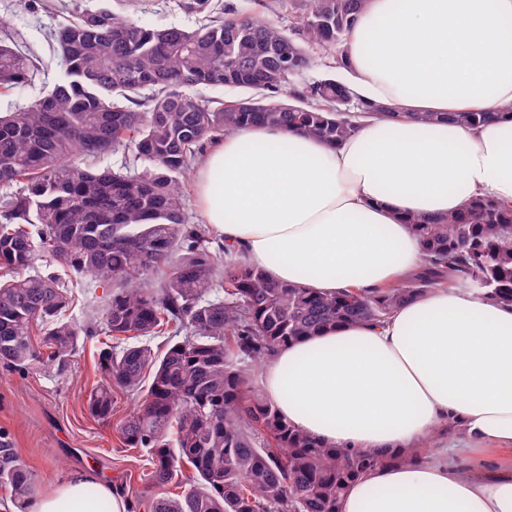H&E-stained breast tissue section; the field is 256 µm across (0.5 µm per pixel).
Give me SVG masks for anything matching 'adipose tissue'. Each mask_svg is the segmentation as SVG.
Here are the masks:
<instances>
[{"mask_svg": "<svg viewBox=\"0 0 512 512\" xmlns=\"http://www.w3.org/2000/svg\"><path fill=\"white\" fill-rule=\"evenodd\" d=\"M344 48L352 94L398 106L401 120L364 119L336 144L247 126L211 148L194 178L204 224L243 261L328 297L419 272L412 219L478 198L512 206V0H368ZM448 112L496 118L464 128ZM260 389L322 448L390 457L349 483L340 512H512V305L440 286L382 324L280 347ZM436 433L432 454L396 463ZM102 500L128 512L87 469L23 509L99 512Z\"/></svg>", "mask_w": 512, "mask_h": 512, "instance_id": "ef3b65f1", "label": "adipose tissue"}]
</instances>
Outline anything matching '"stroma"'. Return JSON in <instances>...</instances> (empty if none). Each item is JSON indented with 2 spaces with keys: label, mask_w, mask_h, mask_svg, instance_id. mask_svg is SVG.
I'll return each mask as SVG.
<instances>
[{
  "label": "stroma",
  "mask_w": 512,
  "mask_h": 512,
  "mask_svg": "<svg viewBox=\"0 0 512 512\" xmlns=\"http://www.w3.org/2000/svg\"><path fill=\"white\" fill-rule=\"evenodd\" d=\"M114 12L141 18L154 27L198 26L199 18L183 13L176 0H95ZM61 0H0V18L20 33L38 56L51 59L44 40L47 27L62 22ZM99 338L80 342L68 377L46 367L19 374L0 368V430L8 431L21 458L31 468L37 491L64 481L72 472L95 471L128 498H148L157 489L149 480L146 451L125 447L116 424L128 416L136 397L118 395L112 417L90 415L87 398L101 380Z\"/></svg>",
  "instance_id": "35a3bbf8"
}]
</instances>
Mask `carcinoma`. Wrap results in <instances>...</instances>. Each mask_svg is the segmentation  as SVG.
Here are the masks:
<instances>
[{"label": "carcinoma", "mask_w": 512, "mask_h": 512, "mask_svg": "<svg viewBox=\"0 0 512 512\" xmlns=\"http://www.w3.org/2000/svg\"><path fill=\"white\" fill-rule=\"evenodd\" d=\"M366 2L274 0L241 16L225 0H178L182 11L206 18L192 30L80 7L45 33L58 59L52 87L0 113V366L23 373L45 361L64 377L81 339L112 341L88 409L107 420L114 393L138 396L137 411L116 425L124 446L147 451L156 486H179L192 470L188 488L152 498L148 512H339L349 481L382 460L328 453L288 428L252 385L255 370L287 340L340 322L381 323L450 280L480 285L482 300L512 304V210L491 202L413 223L424 249L416 277L333 297L272 282L185 213L189 166L221 135L264 124L337 143L364 118L403 117L389 105L343 111L348 88L333 78L288 91L283 42L292 39L295 68L325 52L341 69L345 34ZM45 68L0 27L1 89ZM200 86L246 96L224 102L198 95ZM492 118L448 114L464 127ZM119 152L142 168L96 167ZM39 261L62 273L36 271ZM86 277L108 294L98 319L81 327L65 312L74 283ZM157 336L168 341L155 350ZM0 487L10 491L3 512L34 487L4 431Z\"/></svg>", "instance_id": "cac0c4a2"}]
</instances>
